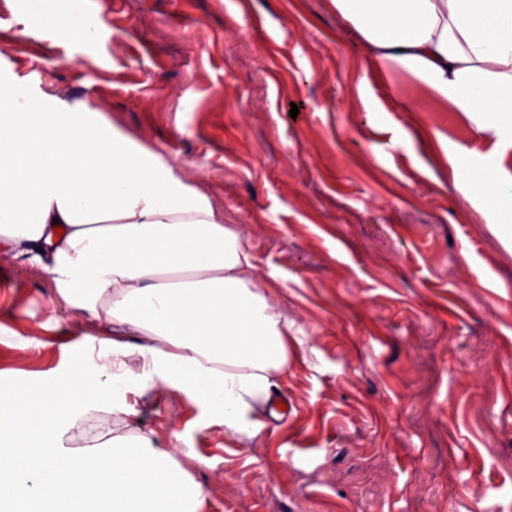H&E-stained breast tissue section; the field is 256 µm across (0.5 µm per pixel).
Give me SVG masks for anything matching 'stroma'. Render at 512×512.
I'll list each match as a JSON object with an SVG mask.
<instances>
[{
	"mask_svg": "<svg viewBox=\"0 0 512 512\" xmlns=\"http://www.w3.org/2000/svg\"><path fill=\"white\" fill-rule=\"evenodd\" d=\"M71 8L91 40L0 0V80L97 108L203 185L307 336L276 432L227 435L157 385L104 439L175 452L203 512H512V222L448 163L470 150L506 175L512 146L373 63L331 0ZM104 339L0 255V389L48 385Z\"/></svg>",
	"mask_w": 512,
	"mask_h": 512,
	"instance_id": "obj_1",
	"label": "stroma"
}]
</instances>
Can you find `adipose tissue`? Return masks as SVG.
I'll return each instance as SVG.
<instances>
[{"instance_id":"1","label":"adipose tissue","mask_w":512,"mask_h":512,"mask_svg":"<svg viewBox=\"0 0 512 512\" xmlns=\"http://www.w3.org/2000/svg\"><path fill=\"white\" fill-rule=\"evenodd\" d=\"M372 61L403 68L458 114L471 135L512 143V0H332ZM465 190L512 203V185ZM35 263L82 317L111 333L55 384L0 394V499L12 512L92 500L98 512H203L200 485L139 434L73 450L57 431L79 410L92 370L96 404L121 417L139 383L157 381L210 424L252 441L281 420V383L305 339L259 283L251 243L207 195L97 110L0 86V254ZM137 356V369L126 364Z\"/></svg>"}]
</instances>
